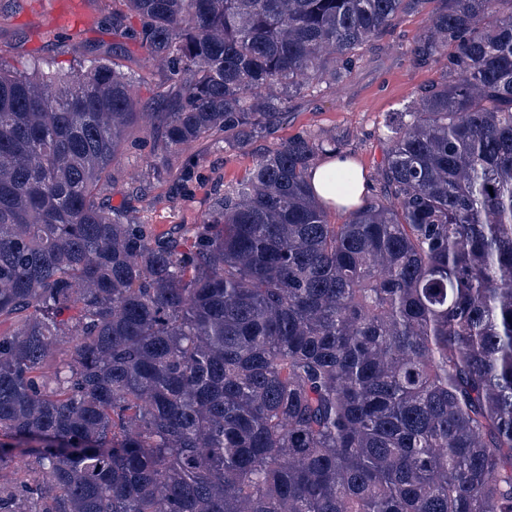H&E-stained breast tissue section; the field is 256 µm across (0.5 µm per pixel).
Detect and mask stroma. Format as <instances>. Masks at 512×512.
Instances as JSON below:
<instances>
[{
	"label": "stroma",
	"instance_id": "obj_1",
	"mask_svg": "<svg viewBox=\"0 0 512 512\" xmlns=\"http://www.w3.org/2000/svg\"><path fill=\"white\" fill-rule=\"evenodd\" d=\"M55 0H0V63L28 71L35 58L53 61L55 68L69 70L90 54L111 55L116 43L126 44L128 53L120 63L134 79L141 98L152 95L155 81L144 77L143 50L129 42L124 31L112 27V0H80V14L71 25L56 27ZM426 10L402 14L396 27L383 39L362 51V59L345 90L307 92L289 104L286 124L240 150L203 143L197 146L200 167L196 180L185 188L168 180L152 182L146 199L130 194V176L144 170L142 158L150 144L141 129L129 135L131 145L122 155L109 182L106 195L112 206L133 209L143 223L156 232H167L176 224L196 223L205 213L214 189L243 177L256 152L273 148L305 131L331 130L343 137V154L364 171H373L385 151L384 122L420 85L438 78L441 68L414 66L409 54L411 38L426 26Z\"/></svg>",
	"mask_w": 512,
	"mask_h": 512
}]
</instances>
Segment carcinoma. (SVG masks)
<instances>
[{
	"mask_svg": "<svg viewBox=\"0 0 512 512\" xmlns=\"http://www.w3.org/2000/svg\"><path fill=\"white\" fill-rule=\"evenodd\" d=\"M117 2L165 71L150 98L122 43L0 66V512H512V0ZM426 4L409 53L442 72L342 223L312 186L342 146L321 131L198 224L109 203L130 128L156 156L243 148Z\"/></svg>",
	"mask_w": 512,
	"mask_h": 512,
	"instance_id": "1",
	"label": "carcinoma"
}]
</instances>
